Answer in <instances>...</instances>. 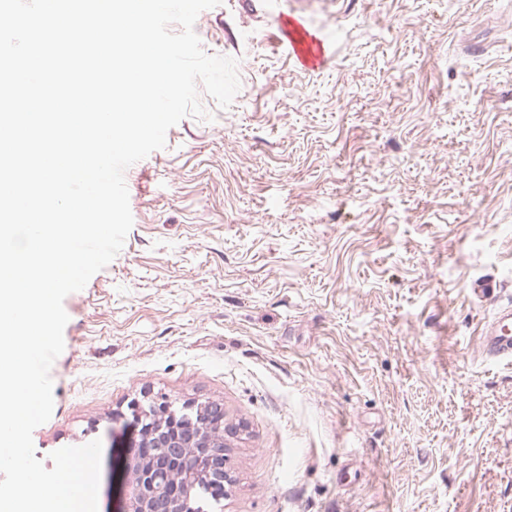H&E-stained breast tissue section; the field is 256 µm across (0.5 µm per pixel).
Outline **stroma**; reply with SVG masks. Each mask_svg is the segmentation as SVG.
I'll return each instance as SVG.
<instances>
[{
  "label": "stroma",
  "instance_id": "stroma-1",
  "mask_svg": "<svg viewBox=\"0 0 512 512\" xmlns=\"http://www.w3.org/2000/svg\"><path fill=\"white\" fill-rule=\"evenodd\" d=\"M194 30L240 89L126 169L133 226L64 300L36 458L101 440L119 512L130 404L209 400L223 512H512V363L477 347L512 305V0H223Z\"/></svg>",
  "mask_w": 512,
  "mask_h": 512
}]
</instances>
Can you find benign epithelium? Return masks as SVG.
<instances>
[{
    "label": "benign epithelium",
    "mask_w": 512,
    "mask_h": 512,
    "mask_svg": "<svg viewBox=\"0 0 512 512\" xmlns=\"http://www.w3.org/2000/svg\"><path fill=\"white\" fill-rule=\"evenodd\" d=\"M138 447L125 463L127 497L119 512H195L198 488L227 481L224 408L216 402L176 407L165 396L130 405Z\"/></svg>",
    "instance_id": "1"
}]
</instances>
